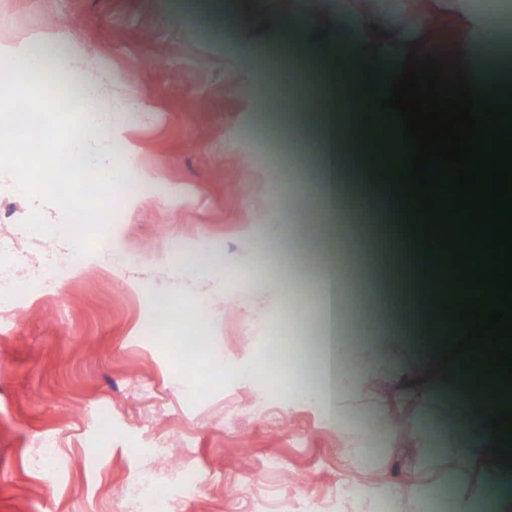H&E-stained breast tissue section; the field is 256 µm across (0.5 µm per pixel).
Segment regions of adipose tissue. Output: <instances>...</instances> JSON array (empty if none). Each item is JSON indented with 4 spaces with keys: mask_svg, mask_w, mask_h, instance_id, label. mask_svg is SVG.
<instances>
[{
    "mask_svg": "<svg viewBox=\"0 0 512 512\" xmlns=\"http://www.w3.org/2000/svg\"><path fill=\"white\" fill-rule=\"evenodd\" d=\"M337 14L346 16L349 36L346 41H333L315 45L307 36L306 21L289 13L286 7H266L262 16L265 27L253 30L237 28L234 35L236 51L242 66L249 71L254 85L264 89L277 86L280 93L274 98L259 100L258 105L269 109H291L298 117L290 125L277 126L280 135L291 134L313 143L317 163L322 173L324 192L320 197L327 218L334 227L321 228L319 243L324 257L337 256L340 249L355 250L356 244L348 235L346 225L336 223L339 213L336 190L340 176L336 169L339 156L356 159L359 154V134L353 128L348 99L355 92L352 60L358 59L360 46L377 42L378 33L365 25L362 18L352 12L347 0H340ZM287 34L290 46L312 61L311 72L294 70L289 79H281L274 72L265 71L254 55L255 48L265 43L268 32ZM455 55L471 64L470 70L481 83H490L499 72L512 69V31L498 30L492 41H464L457 45ZM54 67L67 78L71 89L80 96L77 109L84 116L80 136L56 141L53 150L58 154H79L82 164L103 174L119 171L122 161L112 154V98L103 82L84 80L69 46L59 40H46L32 45L18 58L12 72L13 82L26 87L28 82L46 67ZM359 194L369 203L368 213L373 224V236L381 252L393 264V286L402 305L399 316L391 318L387 330L394 336H428L437 325L427 316L421 299V285L412 265L411 239L398 224L393 213L380 201L377 184L371 177H363ZM367 367L348 368L346 342L335 336L331 345L329 384L318 396L331 418H340V404L351 377L369 376Z\"/></svg>",
    "mask_w": 512,
    "mask_h": 512,
    "instance_id": "ef3b65f1",
    "label": "adipose tissue"
}]
</instances>
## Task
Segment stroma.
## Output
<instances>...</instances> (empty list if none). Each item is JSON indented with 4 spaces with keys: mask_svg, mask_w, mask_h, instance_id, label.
Wrapping results in <instances>:
<instances>
[{
    "mask_svg": "<svg viewBox=\"0 0 512 512\" xmlns=\"http://www.w3.org/2000/svg\"><path fill=\"white\" fill-rule=\"evenodd\" d=\"M362 8L382 43L447 56L492 18L472 0ZM223 17L220 0H0V61L63 40L85 75L107 70L113 105L134 112L112 119L127 169L89 255L56 231L24 230L33 210L54 228L61 215L0 176V266L14 272L0 292V512H126L143 475L164 465L151 451L159 436L169 459L204 478L176 512H254L267 487L286 512H378L397 490L410 512H426L424 488L450 482L463 500L485 480L483 456L455 454L468 405L428 365L419 338L362 344L356 356L372 373L348 393L339 423L296 366L269 363L293 307L288 262L317 245L314 197L302 191L306 169L290 166L297 142L263 134L251 112L253 85L215 28ZM133 180L148 192L127 191ZM203 249L219 253V269L189 263ZM49 251L68 267L52 288L30 275ZM359 268L346 278L348 333L371 318ZM161 303L205 314L145 335ZM196 330L211 347L201 367L174 354ZM425 413L443 426L442 453L391 426ZM44 438L57 442V458L44 456ZM272 458L280 470H267ZM353 478L362 497L339 496Z\"/></svg>",
    "mask_w": 512,
    "mask_h": 512,
    "instance_id": "1",
    "label": "stroma"
}]
</instances>
